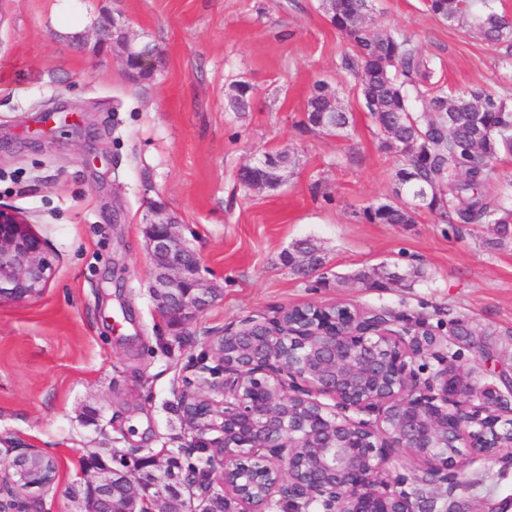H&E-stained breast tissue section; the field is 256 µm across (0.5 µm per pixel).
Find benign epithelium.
<instances>
[{
    "label": "benign epithelium",
    "mask_w": 512,
    "mask_h": 512,
    "mask_svg": "<svg viewBox=\"0 0 512 512\" xmlns=\"http://www.w3.org/2000/svg\"><path fill=\"white\" fill-rule=\"evenodd\" d=\"M105 29L124 39L107 46ZM95 45L120 62L137 57L138 34L119 18L94 29ZM287 169L262 155L239 170ZM155 268L158 313L182 324L210 306L216 289L200 275L174 217L153 211L146 231ZM54 273L52 254L21 212L0 205V303L41 297ZM208 353L179 389L194 430L183 452L201 469L183 470L176 456L112 449L81 462V512H109L112 487L128 512H166L174 495L187 512H203L220 486L231 512H448V498L474 462L512 469V382L506 391L479 384L448 359V341L399 316L345 303L285 307L203 337ZM231 340L239 358L221 347ZM436 365H430V361ZM0 471V512H24L17 495L58 479L53 457L15 441Z\"/></svg>",
    "instance_id": "benign-epithelium-1"
}]
</instances>
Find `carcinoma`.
Listing matches in <instances>:
<instances>
[{
	"mask_svg": "<svg viewBox=\"0 0 512 512\" xmlns=\"http://www.w3.org/2000/svg\"><path fill=\"white\" fill-rule=\"evenodd\" d=\"M329 19L347 38L353 54L342 69L358 82L362 103L382 136L384 148L400 156L394 178L395 201L364 208L373 224H412L415 210L427 208L450 224H490L489 245L512 243V201L490 191L494 162L512 154V105L492 94L452 92L436 79L433 60L412 36L379 31L361 23L372 0H330ZM440 20L454 19L465 31H481L485 40L511 43L512 26L491 0H426ZM336 92L325 82L313 85L304 125L340 137L350 126L346 111H333ZM392 138H387V133Z\"/></svg>",
	"mask_w": 512,
	"mask_h": 512,
	"instance_id": "carcinoma-1",
	"label": "carcinoma"
}]
</instances>
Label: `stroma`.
<instances>
[{"label": "stroma", "instance_id": "stroma-1", "mask_svg": "<svg viewBox=\"0 0 512 512\" xmlns=\"http://www.w3.org/2000/svg\"><path fill=\"white\" fill-rule=\"evenodd\" d=\"M0 0V204L22 211L55 257L36 300L0 305V440L52 454L59 479L22 494L25 512H77L69 495L88 451L178 452L192 432L176 382L203 337L304 303L399 312L449 336L465 319L494 356L462 349L479 380L512 372V245L487 248L483 224L418 210L411 224H368L364 207L395 199L397 155L383 148L353 81L347 41L317 0ZM123 19L164 53L133 82L91 31ZM371 24L413 36L461 91L512 104V48L448 26L424 0H374ZM337 88L343 137L304 128L310 87ZM246 88L247 111L231 101ZM289 151L278 188L256 191L242 165ZM171 213L218 299L181 327L157 313L146 218ZM323 260L289 265L294 243ZM387 278H378V270ZM481 485L458 490L463 512L512 502V469L478 462Z\"/></svg>", "mask_w": 512, "mask_h": 512}]
</instances>
